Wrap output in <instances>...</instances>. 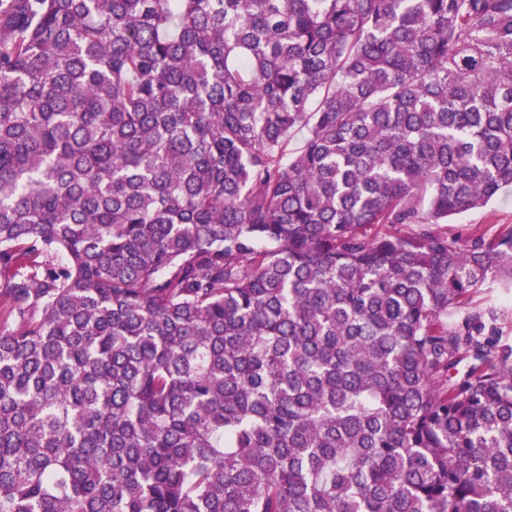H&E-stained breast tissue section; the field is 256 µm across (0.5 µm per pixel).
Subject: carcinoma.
Returning <instances> with one entry per match:
<instances>
[{
    "mask_svg": "<svg viewBox=\"0 0 512 512\" xmlns=\"http://www.w3.org/2000/svg\"><path fill=\"white\" fill-rule=\"evenodd\" d=\"M511 185L512 0H0V512H512ZM476 225H482L489 233L501 227L512 226V187H506L488 206L468 210L453 219L448 229L465 239ZM471 302L473 305L489 306L493 305L505 311V318L500 325V334L509 336L512 340V292L506 295L497 288H481L472 294Z\"/></svg>",
    "mask_w": 512,
    "mask_h": 512,
    "instance_id": "cac0c4a2",
    "label": "carcinoma"
}]
</instances>
